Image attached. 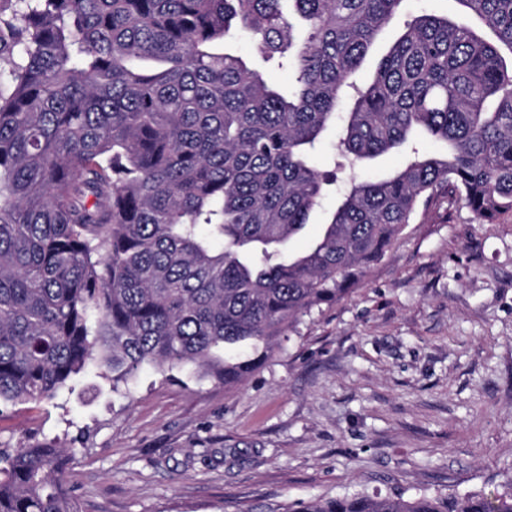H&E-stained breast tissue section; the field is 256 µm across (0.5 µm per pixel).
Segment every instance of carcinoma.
Segmentation results:
<instances>
[{
    "label": "carcinoma",
    "mask_w": 512,
    "mask_h": 512,
    "mask_svg": "<svg viewBox=\"0 0 512 512\" xmlns=\"http://www.w3.org/2000/svg\"><path fill=\"white\" fill-rule=\"evenodd\" d=\"M404 2L0 0V407L108 372L115 392L145 366L238 386L420 205L459 200L481 224L512 213V0H456L460 17ZM332 127L341 170L403 161L337 186L294 251L336 183L314 156ZM64 460L51 441L0 448V512H78ZM289 512H512V481ZM336 204V198L333 192H328L322 202L321 206L315 212L311 223L308 224L304 233L300 236H297L292 241V248L296 251L303 250L309 243L311 239H313L321 229V224L325 222L327 214L333 209Z\"/></svg>",
    "instance_id": "cac0c4a2"
}]
</instances>
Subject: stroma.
Returning a JSON list of instances; mask_svg holds the SVG:
<instances>
[{"label": "stroma", "instance_id": "35a3bbf8", "mask_svg": "<svg viewBox=\"0 0 512 512\" xmlns=\"http://www.w3.org/2000/svg\"><path fill=\"white\" fill-rule=\"evenodd\" d=\"M79 512H288L360 493L500 491L512 479V216L420 207L349 292L314 307L242 385L90 375L0 417L42 440Z\"/></svg>", "mask_w": 512, "mask_h": 512}]
</instances>
